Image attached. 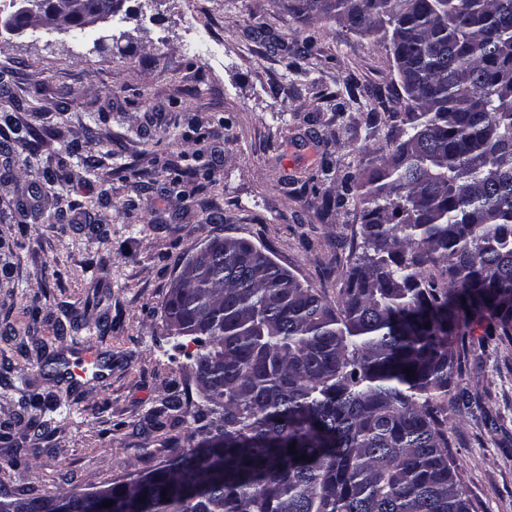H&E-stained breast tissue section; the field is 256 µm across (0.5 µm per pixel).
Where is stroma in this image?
I'll use <instances>...</instances> for the list:
<instances>
[{
	"instance_id": "stroma-1",
	"label": "stroma",
	"mask_w": 512,
	"mask_h": 512,
	"mask_svg": "<svg viewBox=\"0 0 512 512\" xmlns=\"http://www.w3.org/2000/svg\"><path fill=\"white\" fill-rule=\"evenodd\" d=\"M292 4L123 0L87 33L0 27V488L90 492L189 446L165 406L202 403L196 346L164 305L213 239L340 299L362 206L325 212L320 168L366 180L402 89L375 37ZM85 346L112 376L77 388ZM461 362L451 450L476 512H512V344Z\"/></svg>"
}]
</instances>
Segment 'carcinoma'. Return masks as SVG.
Masks as SVG:
<instances>
[{"label": "carcinoma", "instance_id": "obj_1", "mask_svg": "<svg viewBox=\"0 0 512 512\" xmlns=\"http://www.w3.org/2000/svg\"><path fill=\"white\" fill-rule=\"evenodd\" d=\"M294 11L378 37L404 93L394 148L325 200L339 209L363 189L346 288L332 307L241 238L200 253L203 274L164 306L200 343L209 407L168 405L200 439L112 497L137 488L146 512H473L444 399L473 340L512 343V0ZM216 437L221 470L203 458Z\"/></svg>", "mask_w": 512, "mask_h": 512}]
</instances>
